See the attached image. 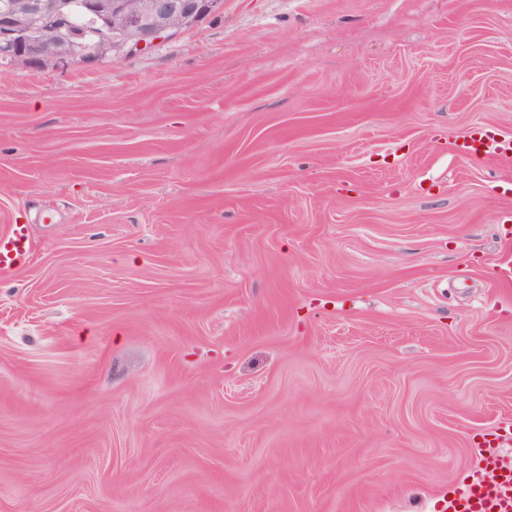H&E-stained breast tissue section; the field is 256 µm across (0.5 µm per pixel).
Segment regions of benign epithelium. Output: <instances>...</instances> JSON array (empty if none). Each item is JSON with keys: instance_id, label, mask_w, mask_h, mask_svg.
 <instances>
[{"instance_id": "obj_1", "label": "benign epithelium", "mask_w": 512, "mask_h": 512, "mask_svg": "<svg viewBox=\"0 0 512 512\" xmlns=\"http://www.w3.org/2000/svg\"><path fill=\"white\" fill-rule=\"evenodd\" d=\"M85 22L71 21L69 0H15L0 11V58L34 70L48 37L66 45L63 57L89 67L119 47L147 50L224 8V0H80Z\"/></svg>"}]
</instances>
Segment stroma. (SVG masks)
Returning <instances> with one entry per match:
<instances>
[{
	"mask_svg": "<svg viewBox=\"0 0 512 512\" xmlns=\"http://www.w3.org/2000/svg\"><path fill=\"white\" fill-rule=\"evenodd\" d=\"M512 0H224L0 61V512H448L512 457ZM456 148L467 156L478 157L482 154L487 157H496L506 155L512 150V145L511 138L500 139L495 133L476 129L462 136ZM32 246L27 224H11L6 235L0 236V275L7 276L27 265Z\"/></svg>",
	"mask_w": 512,
	"mask_h": 512,
	"instance_id": "obj_1",
	"label": "stroma"
}]
</instances>
